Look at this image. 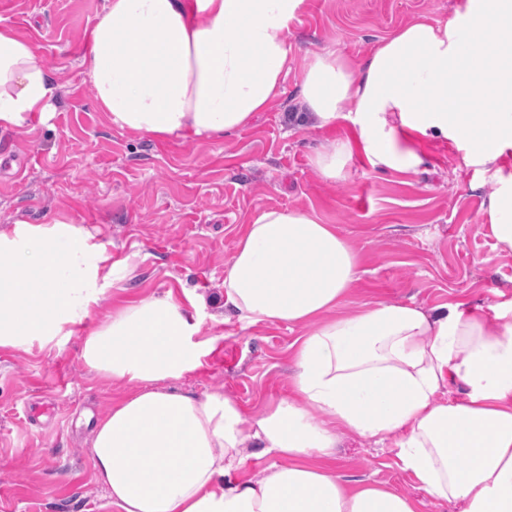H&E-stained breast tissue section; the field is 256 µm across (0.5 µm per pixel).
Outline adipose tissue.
<instances>
[{"label":"adipose tissue","mask_w":512,"mask_h":512,"mask_svg":"<svg viewBox=\"0 0 512 512\" xmlns=\"http://www.w3.org/2000/svg\"><path fill=\"white\" fill-rule=\"evenodd\" d=\"M306 0H105L84 62L114 129L168 141L223 140L283 92L289 38ZM59 85L40 47L0 23V130L46 122ZM302 102L320 126L354 137L316 151L326 179L354 153L415 173V140L445 139L491 170L484 213L512 253V0H464L452 20L420 16L382 38L358 68L315 54ZM103 245L67 219L0 226V348L83 334L82 359L132 390L99 418L94 476L119 512H512V300L424 309L378 301L340 309L359 278L347 237L312 209L265 207L224 270V297L248 326L302 327L287 398L246 420L228 395L169 388L202 364L192 315L173 293L81 327L117 279ZM394 446L419 482L412 499L379 482L348 484L328 461L345 434ZM275 456L246 474L251 449Z\"/></svg>","instance_id":"1"}]
</instances>
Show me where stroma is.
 <instances>
[{"label":"stroma","instance_id":"obj_1","mask_svg":"<svg viewBox=\"0 0 512 512\" xmlns=\"http://www.w3.org/2000/svg\"><path fill=\"white\" fill-rule=\"evenodd\" d=\"M461 2L307 0L289 39L283 94L236 135L179 142L113 129L94 106L84 34L104 0H0V21L37 42L60 86L48 122L0 131V225L67 218L127 266L86 329L152 295L203 296L197 338L216 344L176 386L229 395L250 420L287 396L297 336L284 326H244L219 301L226 263L258 209L312 208L349 238L359 279L345 312L376 301L431 309L511 300L512 254L496 249L483 213L492 172L434 139L421 145L428 161L418 173L381 171L357 153L345 179H324L313 153L350 126H319L299 94L314 54L329 48L359 65L402 25L421 15L450 20ZM81 348L78 335L28 352L0 348V512H117L94 478L90 447L96 420L129 387L89 370ZM30 405L43 409L33 421ZM331 464L346 478L420 494L395 449L371 440L347 435Z\"/></svg>","mask_w":512,"mask_h":512}]
</instances>
